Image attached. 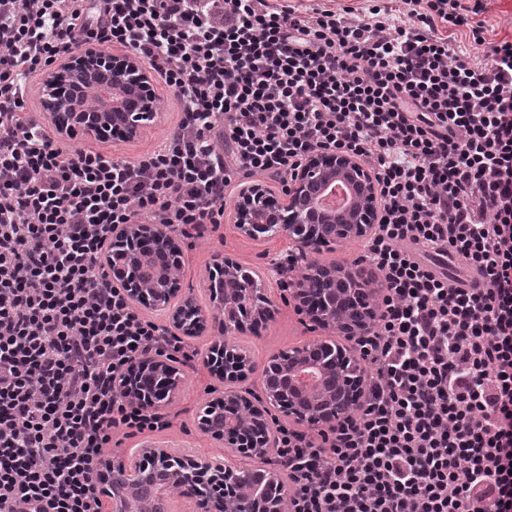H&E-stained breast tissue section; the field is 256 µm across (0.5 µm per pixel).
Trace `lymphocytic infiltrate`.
<instances>
[{"label":"lymphocytic infiltrate","instance_id":"lymphocytic-infiltrate-1","mask_svg":"<svg viewBox=\"0 0 512 512\" xmlns=\"http://www.w3.org/2000/svg\"><path fill=\"white\" fill-rule=\"evenodd\" d=\"M349 16L289 0H0V512H102L114 433L169 428L119 386L136 360L195 348L141 313L99 258L116 224L189 240L234 182L288 185L301 159L368 165L363 244L379 295L360 406L280 427L284 512H512V41L485 0ZM485 47L476 67L448 34ZM119 47L178 103L134 159L72 148L27 110L30 78ZM487 11L480 19L485 21L487 41L512 40V0H489Z\"/></svg>","mask_w":512,"mask_h":512}]
</instances>
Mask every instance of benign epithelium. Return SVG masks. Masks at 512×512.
<instances>
[{
    "instance_id": "benign-epithelium-1",
    "label": "benign epithelium",
    "mask_w": 512,
    "mask_h": 512,
    "mask_svg": "<svg viewBox=\"0 0 512 512\" xmlns=\"http://www.w3.org/2000/svg\"><path fill=\"white\" fill-rule=\"evenodd\" d=\"M153 75L133 55H111L95 46H88L53 64L43 80L46 96L42 101L45 118L60 135L82 133L98 138L118 136L135 140L153 126L159 117ZM112 88V102L103 105L97 89ZM342 178L356 187L345 223L336 225L334 241L365 238L375 227L379 201L371 173L352 156L344 153L317 152L306 158L301 171L294 175L288 189V203L282 204L259 184L244 185L234 208L238 230L256 238L259 223H270V232L291 236L297 256L316 254L328 244L319 230L320 216L312 206V187ZM180 251L178 238L163 224H122L112 228L110 251L104 265L111 277H117L137 304L168 315L172 327L186 337L205 332L216 333L217 340L204 357V364L217 369L229 387L217 400L220 410L241 420L245 428L258 423L268 425L270 407L299 423L332 427L338 417L353 409L360 395L363 367L347 346L338 350L343 357L344 372L338 376L340 399L320 401L309 408L301 403L302 388L297 380L300 368L308 364L312 347L304 345L288 351L285 375L288 390L267 393V400H253L230 384L246 379L253 367L246 351L236 349L224 337L246 326V322L229 316L235 299L242 300L251 319L262 323L272 318L273 308L264 293L262 280L221 255L214 258L206 288L211 306L204 309L193 298L182 294L180 275L174 270L155 271L154 280L145 282L139 260L159 253ZM331 277L351 276L369 282L363 269L337 264L326 269ZM305 278L294 283L293 293L300 310L318 328L336 334L353 344L369 331L375 308V288L363 289L359 301L365 310L343 306V299L331 295L321 306L309 304L304 288ZM182 378L167 359L143 357L134 362L124 377L122 389L132 401L149 408H160L176 401ZM224 447L233 452L262 460L270 447L269 431L262 435L239 431L224 436ZM170 453L152 443L141 448V459L133 462L104 459L99 463L101 480L96 486L99 497L113 501L114 494L128 485L149 477L144 461L153 466L167 462ZM171 484L174 493L186 501L190 512H282L285 487L269 497L241 499L237 495L240 475L224 466L221 459H207L183 454L177 457Z\"/></svg>"
}]
</instances>
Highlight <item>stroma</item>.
Segmentation results:
<instances>
[{
    "mask_svg": "<svg viewBox=\"0 0 512 512\" xmlns=\"http://www.w3.org/2000/svg\"><path fill=\"white\" fill-rule=\"evenodd\" d=\"M160 118L143 137L126 142L118 139L99 141L91 136L79 134L71 138L72 146L102 147L113 155L132 159L152 149L168 136L178 121V108L172 98L162 99L158 105ZM234 198H227L224 205V222L217 229L208 231L196 246L182 251V287L191 292L197 303L209 307V296L203 280L215 255L232 258L244 268L257 272L263 281L265 292L272 303L274 315L258 330L243 329L230 335L229 343L243 347L251 356L256 369L245 381L239 382V391L251 397H262L261 369L270 356L312 341H324L328 332L314 327L308 317L297 308L294 298L284 296L277 284L278 277L272 267L274 258L292 252L294 245L286 236L273 234L251 238L242 234L233 219ZM214 341L213 336L201 334L190 337L189 342L200 357L193 365L181 366L184 383L175 404L165 412L173 418L172 426L161 432L144 433L127 437L106 451L107 456L118 460L138 458L143 445L154 443L170 448L175 454L192 453L209 458H228L230 451L223 441L200 431L198 414L209 401L224 394V383L211 373L202 361Z\"/></svg>",
    "mask_w": 512,
    "mask_h": 512,
    "instance_id": "stroma-1",
    "label": "stroma"
}]
</instances>
